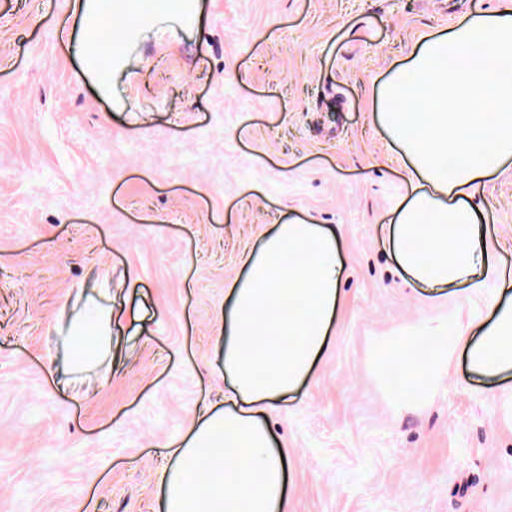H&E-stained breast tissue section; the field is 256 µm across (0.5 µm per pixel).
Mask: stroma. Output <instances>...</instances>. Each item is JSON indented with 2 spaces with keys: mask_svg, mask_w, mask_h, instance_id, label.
Here are the masks:
<instances>
[{
  "mask_svg": "<svg viewBox=\"0 0 512 512\" xmlns=\"http://www.w3.org/2000/svg\"><path fill=\"white\" fill-rule=\"evenodd\" d=\"M76 0H0V512H153L164 443L224 406V296L280 218L337 235L341 299L303 393L267 416L288 512H512V430L456 354L428 409L381 337L483 312L512 282V166L473 198L496 265L431 291L387 240L412 186L373 119L420 38L505 0H167L100 94ZM112 312L67 370L69 328Z\"/></svg>",
  "mask_w": 512,
  "mask_h": 512,
  "instance_id": "35a3bbf8",
  "label": "stroma"
}]
</instances>
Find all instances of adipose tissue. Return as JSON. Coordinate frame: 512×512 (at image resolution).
<instances>
[{"label":"adipose tissue","instance_id":"ef3b65f1","mask_svg":"<svg viewBox=\"0 0 512 512\" xmlns=\"http://www.w3.org/2000/svg\"><path fill=\"white\" fill-rule=\"evenodd\" d=\"M78 0L82 26L106 39L82 38L78 55L98 87L122 45L115 17L139 14L140 0ZM479 56H472L473 44ZM512 0L431 33L381 85L376 120L416 184L397 207L390 239L398 266L435 290L470 282L492 267L495 247L471 200L480 184L512 164ZM339 242L300 218L275 225L243 258L224 308V375L230 408L197 418L157 482L159 512H288V464L261 418L300 393L330 333L340 302ZM479 340H472V332ZM496 378L512 370V299L493 295L486 312L454 329L425 323L382 337L374 369L398 365L413 381L402 409L425 410L457 352ZM206 473H199V464Z\"/></svg>","mask_w":512,"mask_h":512}]
</instances>
